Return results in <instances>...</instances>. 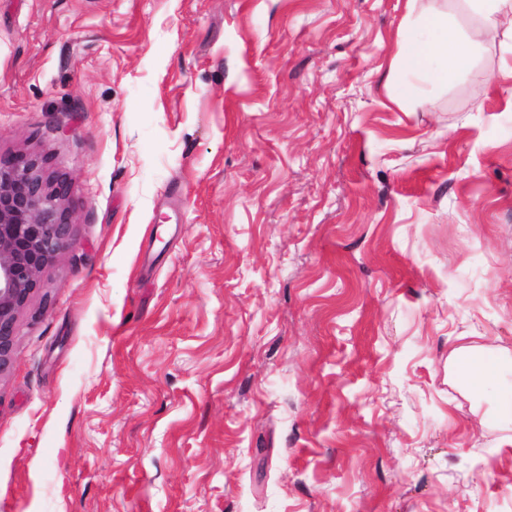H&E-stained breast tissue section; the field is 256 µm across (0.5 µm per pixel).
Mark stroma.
<instances>
[{
	"mask_svg": "<svg viewBox=\"0 0 512 512\" xmlns=\"http://www.w3.org/2000/svg\"><path fill=\"white\" fill-rule=\"evenodd\" d=\"M461 0H0V151L74 249L0 373V512H512V78ZM478 19L468 33L460 35L447 18L439 14L424 17L433 35L423 41L403 43L396 56L397 65L428 83H447L468 57L472 45L495 40L499 35L512 39L511 0H461ZM464 364L470 383L478 387H483L495 372V367L485 362L478 354H467Z\"/></svg>",
	"mask_w": 512,
	"mask_h": 512,
	"instance_id": "obj_1",
	"label": "stroma"
}]
</instances>
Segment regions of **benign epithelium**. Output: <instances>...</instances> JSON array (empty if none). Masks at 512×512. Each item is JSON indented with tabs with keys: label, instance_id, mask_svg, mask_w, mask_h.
<instances>
[{
	"label": "benign epithelium",
	"instance_id": "1",
	"mask_svg": "<svg viewBox=\"0 0 512 512\" xmlns=\"http://www.w3.org/2000/svg\"><path fill=\"white\" fill-rule=\"evenodd\" d=\"M68 190L66 176L48 172L42 156L0 152V373L43 271L76 245Z\"/></svg>",
	"mask_w": 512,
	"mask_h": 512
}]
</instances>
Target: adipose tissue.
Segmentation results:
<instances>
[{
	"instance_id": "obj_1",
	"label": "adipose tissue",
	"mask_w": 512,
	"mask_h": 512,
	"mask_svg": "<svg viewBox=\"0 0 512 512\" xmlns=\"http://www.w3.org/2000/svg\"><path fill=\"white\" fill-rule=\"evenodd\" d=\"M477 23L468 33L459 34L447 18L438 14L424 17L433 35L423 41L401 44L396 56L403 71L428 83H445L468 57L472 45L504 36L512 39V0H463Z\"/></svg>"
}]
</instances>
